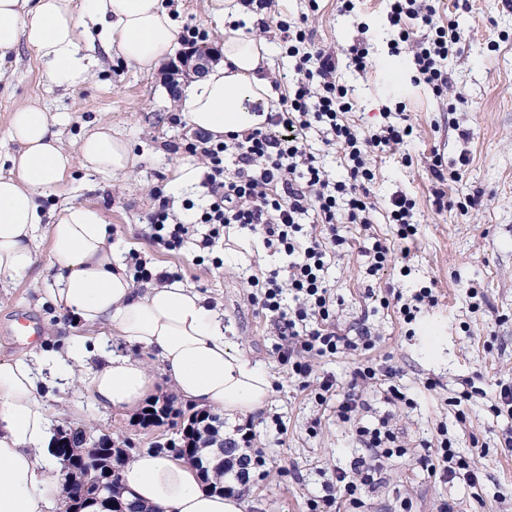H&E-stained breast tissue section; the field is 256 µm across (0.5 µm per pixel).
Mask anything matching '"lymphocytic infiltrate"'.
<instances>
[{"instance_id": "f902f5d3", "label": "lymphocytic infiltrate", "mask_w": 512, "mask_h": 512, "mask_svg": "<svg viewBox=\"0 0 512 512\" xmlns=\"http://www.w3.org/2000/svg\"><path fill=\"white\" fill-rule=\"evenodd\" d=\"M242 3L258 14L260 30L274 26L283 33L285 52L294 59L299 78L283 99L282 111L269 116L270 130L257 129L219 142L201 134L186 145L189 155L202 156L207 162L210 198L186 222L171 213L168 201H161L149 216L150 239L169 253L180 251L191 239L197 240L200 250L209 251L225 228L235 224L259 234L265 245L288 255L286 275L274 270L249 277V297L285 337L281 357L289 371L306 380L311 378L314 360L375 345L371 336L353 339L337 332L324 272L328 257L345 243L338 223L366 228L373 222V156L404 145L412 138L414 127L388 120L376 133L362 135L346 119L353 102L337 78L342 60L333 52L313 47L304 22H269L273 0ZM386 20L395 33L393 48L407 50L423 80L436 93H443L449 82L443 62L460 41L455 25L438 18L432 0H389ZM314 60L319 63V80L313 84L307 74ZM315 127L325 145L340 150L346 170L342 179L331 180L315 155L307 152L306 137ZM229 154L237 162L230 177L224 174V159ZM308 215L313 218L309 227L302 222ZM392 375V370L382 371L370 363L353 369L349 396L337 406L336 416L351 425L365 452L352 459L349 469L338 473L335 492L310 501V512H329L341 500L348 503L351 512H359L363 502L358 493L375 483L383 460L405 456L390 415L380 416L369 425L357 421L370 409L361 397L364 389L379 377ZM238 433V440L224 451V472L233 478L225 487L229 493L245 487V474L256 473L265 464L260 454L251 451V428L239 427ZM417 462L441 481L458 478L473 488L481 481L473 460L459 455L445 437L438 439L436 447L425 448Z\"/></svg>"}]
</instances>
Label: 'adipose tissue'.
<instances>
[{
    "label": "adipose tissue",
    "instance_id": "adipose-tissue-1",
    "mask_svg": "<svg viewBox=\"0 0 512 512\" xmlns=\"http://www.w3.org/2000/svg\"><path fill=\"white\" fill-rule=\"evenodd\" d=\"M211 12L224 22L223 59L183 95L179 110L193 129L217 141L262 127L276 97L267 75L271 47L237 27L242 6L211 0ZM176 39L163 0H0V56L26 42L53 80L71 86L88 80L97 51L149 73L170 57ZM51 126L48 112L36 105L11 115L8 135L18 149L8 157L10 175H0V277L24 275L35 262L37 238H46L54 268L47 301L84 326L153 353L185 401L232 420L262 408L270 376L227 348L224 322L205 295L178 280L135 287L98 209L66 203L43 213L39 196L61 188L74 168L114 180L140 163L111 124L99 123L72 151ZM42 367L66 381L80 380L105 409H135L155 390L144 361L115 355L92 363L80 338L58 351L35 347L1 361L0 512H46L56 488V470L45 461L52 431L38 379ZM121 486L151 512L244 508L237 497L205 489L198 469L168 452L134 455Z\"/></svg>",
    "mask_w": 512,
    "mask_h": 512
}]
</instances>
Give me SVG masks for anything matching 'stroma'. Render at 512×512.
I'll list each match as a JSON object with an SVG mask.
<instances>
[{
  "label": "stroma",
  "mask_w": 512,
  "mask_h": 512,
  "mask_svg": "<svg viewBox=\"0 0 512 512\" xmlns=\"http://www.w3.org/2000/svg\"><path fill=\"white\" fill-rule=\"evenodd\" d=\"M177 31L200 32L204 45L219 47L221 23L210 11V0H167ZM441 19L458 26V52L447 62L448 93L437 96L432 87L416 83L406 55H393V37L385 15L386 0H356L353 12L340 10L338 0H277L283 19L306 18L313 43L344 53L360 36L370 40L367 72L340 67L338 78L354 102L347 115L364 134L383 122V110L403 104L414 127L402 148L375 161L371 196L373 225L343 224L345 237L339 255L325 272L326 285L336 300L335 324L350 337L369 331L376 340L371 351H348L316 361L317 375L336 380V394L345 397L355 365L373 360L393 370L394 381L412 398V405H388L380 387L366 388L362 397L371 406L363 424L375 414L391 413L408 454L389 460L377 484L363 494V512H401L402 502L412 512H436L441 500L456 503L459 512H512V450L503 438L512 431V417L496 415L486 400L464 404V420H456L451 394L465 380L478 378L480 387L494 392L512 386V7L503 0H437ZM178 57L146 74L120 57L99 56L84 85L57 84L26 43H19L0 59V173L10 169L6 158L14 143L7 136L12 112L35 104L50 116L65 114L60 126L63 144L75 148L80 135L102 120L123 131L142 162L135 172L115 181L74 169L68 184L41 195L44 208L59 203L97 208L110 230L109 241L138 250L148 266L178 275L217 306L228 328L229 348L259 362L272 379L266 404L250 415L255 446L263 452L264 475L242 491L245 512H308L311 499L336 485L338 472L349 469L363 447L354 440L334 407L318 405L309 390L288 372L280 358L283 339L271 321L248 299L247 279L271 270L286 271L285 254L267 248L258 236L230 229L214 258H199L193 245L167 254L145 239L148 215L157 205L153 192L168 188L173 169L183 159L180 147L195 137L186 121L177 117L179 99L171 95L167 72ZM448 164L460 165V177L438 186L429 170L432 153ZM443 188L448 205L438 208L435 190ZM400 194L415 201L418 234L407 250L396 251L394 261L376 275H368L361 253L366 233L394 239L388 219L390 200ZM479 205L468 213L454 208L466 196ZM408 276H401V266ZM53 270L49 245L40 241L29 272L0 279V359L16 355L28 344L60 349L72 337L91 336L90 328L73 322L43 299L42 290ZM436 289L439 303L422 309L412 324H404L397 310L385 306L391 289L410 295L413 289ZM484 294L483 315L471 313L468 290ZM27 315L34 323L20 331L17 319ZM436 378L441 388L425 389ZM161 399L171 411L147 425L141 411L105 409L81 393L79 383L45 387V402L53 428L86 427L110 436L113 447L132 452L153 451L178 440L179 430L195 412L156 374ZM447 426L454 448L474 457L481 485L470 488L453 480L439 483L417 463L425 445L435 444L439 426Z\"/></svg>",
  "instance_id": "stroma-1"
}]
</instances>
